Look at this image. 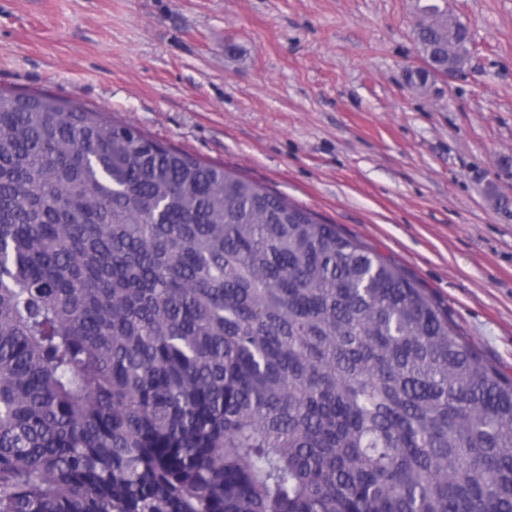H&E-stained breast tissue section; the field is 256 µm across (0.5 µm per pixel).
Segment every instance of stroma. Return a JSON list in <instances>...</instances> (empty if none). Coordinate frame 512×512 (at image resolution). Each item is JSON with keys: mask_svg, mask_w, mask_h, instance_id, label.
<instances>
[{"mask_svg": "<svg viewBox=\"0 0 512 512\" xmlns=\"http://www.w3.org/2000/svg\"><path fill=\"white\" fill-rule=\"evenodd\" d=\"M419 0H0V88L110 113L398 265L512 377V0L419 84Z\"/></svg>", "mask_w": 512, "mask_h": 512, "instance_id": "obj_1", "label": "stroma"}]
</instances>
